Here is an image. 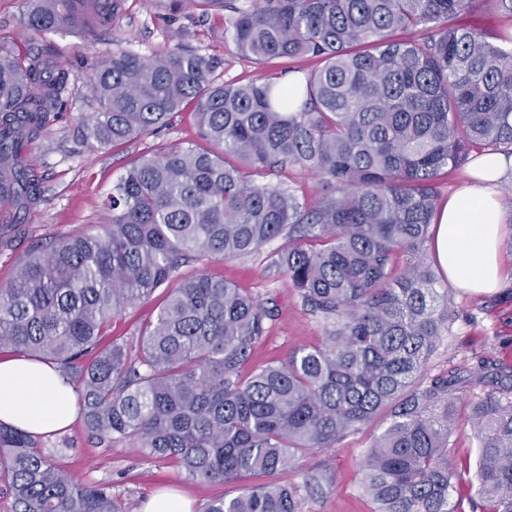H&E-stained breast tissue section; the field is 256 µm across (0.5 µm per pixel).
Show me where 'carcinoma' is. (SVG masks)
Masks as SVG:
<instances>
[{
    "mask_svg": "<svg viewBox=\"0 0 512 512\" xmlns=\"http://www.w3.org/2000/svg\"><path fill=\"white\" fill-rule=\"evenodd\" d=\"M473 3L228 0L218 24L240 57L320 63L290 86L224 80L187 32L149 58L115 42L90 65L84 140H145L187 105L199 140L140 155L103 201L105 235L28 255L0 288V348L55 365L97 443L129 439L180 477L241 483L202 512H298V490L273 477L382 411L363 476L374 512H464L451 495L469 469L448 461L449 438L457 393L488 365L421 375L452 315L426 262L439 176L473 152L512 155V26L492 37L457 23ZM125 6L23 0L19 24L94 33ZM74 89L51 50L0 44V203L42 201L23 150ZM287 166L319 176L320 194L302 200L267 180ZM276 239L273 265L330 331L248 372L272 310L220 277L177 274ZM175 278L138 345L102 344L116 314ZM467 409L478 443L470 512H512V397L490 391ZM0 482L11 512H127L111 488L61 473L54 449L3 423Z\"/></svg>",
    "mask_w": 512,
    "mask_h": 512,
    "instance_id": "1",
    "label": "carcinoma"
}]
</instances>
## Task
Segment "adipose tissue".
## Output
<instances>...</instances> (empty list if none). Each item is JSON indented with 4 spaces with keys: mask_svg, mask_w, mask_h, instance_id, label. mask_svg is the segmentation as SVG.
I'll list each match as a JSON object with an SVG mask.
<instances>
[{
    "mask_svg": "<svg viewBox=\"0 0 512 512\" xmlns=\"http://www.w3.org/2000/svg\"><path fill=\"white\" fill-rule=\"evenodd\" d=\"M511 175L512 158L484 155L445 204L431 255L452 286L489 293L512 280L497 249L504 228L499 185ZM74 419L72 389L56 368L23 355L0 358L1 423L45 435Z\"/></svg>",
    "mask_w": 512,
    "mask_h": 512,
    "instance_id": "obj_1",
    "label": "adipose tissue"
}]
</instances>
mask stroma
Masks as SVG:
<instances>
[{
	"label": "stroma",
	"instance_id": "35a3bbf8",
	"mask_svg": "<svg viewBox=\"0 0 512 512\" xmlns=\"http://www.w3.org/2000/svg\"><path fill=\"white\" fill-rule=\"evenodd\" d=\"M21 11L22 0H0V41L13 42L23 52L50 49L71 69L79 89L88 79V62L111 53L114 40L129 41L132 49L148 56L171 46L180 30L193 32L195 45L223 61L225 79L245 82L263 71L261 65L239 57L233 42L199 11L191 9L171 19L167 0H127L126 13L116 26L96 33L24 31L17 24ZM90 109L85 98H78L71 110L59 113L40 138L28 145L27 158L42 178L45 193L32 210H0V287L16 278L29 252L51 239L78 231L105 232L101 196L137 159L143 145L132 142L115 151L86 143L78 115ZM279 247L274 240L255 254L215 259L206 266L207 272L236 283L275 312L254 348L251 364L255 367L284 360L298 345L321 344L327 332L325 320L304 306L288 277L273 265ZM437 288L447 293L453 319L437 339L425 378L483 360L489 365L488 375L483 383L469 385L467 396L512 384V285L493 293L472 294L450 287L441 277ZM165 294V289H157L148 299L125 308L112 322L113 338L121 342L137 339L140 330L155 319ZM385 426V414H378L333 447L299 456L295 465L278 474V481L298 488L301 512H371L372 505L362 492L363 462ZM40 442L56 449L60 470L81 481L111 485L129 512H140L144 501L160 491L185 494L195 512H200L209 500L228 491L224 484L178 477L173 465L143 459L131 442L116 441L109 446L92 442L78 421L67 430L41 437ZM314 475L319 476L320 486L307 487Z\"/></svg>",
	"mask_w": 512,
	"mask_h": 512
}]
</instances>
